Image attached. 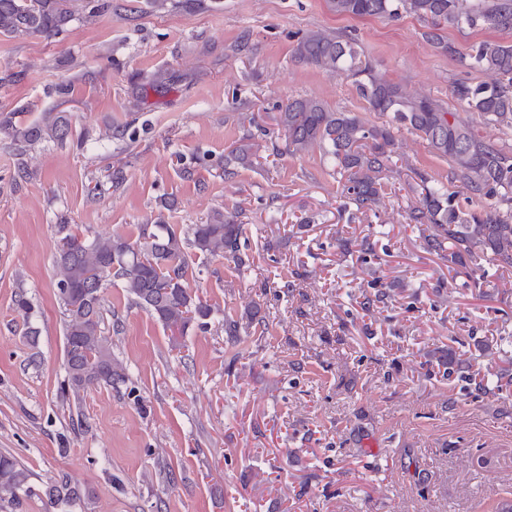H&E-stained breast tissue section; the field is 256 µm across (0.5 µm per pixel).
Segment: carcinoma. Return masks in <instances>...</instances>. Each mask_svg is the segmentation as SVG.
I'll return each instance as SVG.
<instances>
[{"label":"carcinoma","instance_id":"cac0c4a2","mask_svg":"<svg viewBox=\"0 0 512 512\" xmlns=\"http://www.w3.org/2000/svg\"><path fill=\"white\" fill-rule=\"evenodd\" d=\"M342 16L395 19L403 14L427 24L423 38L448 57L491 77L488 82H459L454 95L484 123L512 130V42L484 40L461 52L443 31L480 29L512 31V0H327ZM73 18L72 0H0V35L24 40L32 35L62 33ZM294 57L330 76L352 80L370 109L382 118L371 124L357 112L331 111L316 98H297L278 107L277 135L261 145L246 136L224 156V178L239 167L260 164L264 150L276 155L278 140L293 154L319 150L336 168L342 186L341 208L350 215L364 213L380 203L382 187L392 173V154L398 133L407 130L448 159L450 181L472 196L497 200L479 212L463 210L448 189L430 184L415 173L418 199L406 216L419 226L425 249L457 267L461 287L481 288L489 271L512 270V155L484 137L458 113L420 93H408L389 82L361 57L354 43L340 36L310 32L299 40ZM0 130L11 137L19 154L43 142L64 143L72 137L64 112H43L32 123L0 120ZM243 208L218 213L206 224L185 232L170 224H144L131 242L120 235L82 238L57 225L61 234L55 255L56 290L64 316V401L78 399L95 385L125 380L124 368L112 354V342L102 324V288L118 280L131 301L162 326L180 335L192 327L205 329L210 306L192 294L186 278L190 253L223 258L238 271L254 264ZM359 259L374 272L378 259L373 244L359 243ZM241 322L224 316V336L230 344L265 332L260 305ZM30 471L10 454L0 453V503L16 502L30 492ZM47 512H69L84 497L83 490L60 478L43 490Z\"/></svg>","mask_w":512,"mask_h":512}]
</instances>
